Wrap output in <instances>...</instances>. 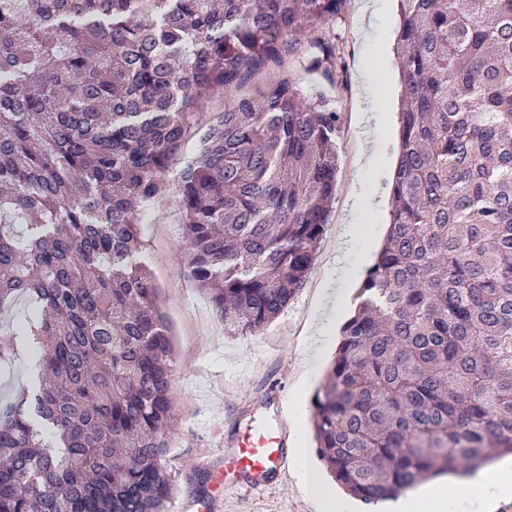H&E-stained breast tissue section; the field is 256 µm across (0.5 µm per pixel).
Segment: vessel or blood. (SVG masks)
Here are the masks:
<instances>
[{"label": "vessel or blood", "mask_w": 512, "mask_h": 512, "mask_svg": "<svg viewBox=\"0 0 512 512\" xmlns=\"http://www.w3.org/2000/svg\"><path fill=\"white\" fill-rule=\"evenodd\" d=\"M288 421L276 416L248 430L224 460V488L266 486L273 475L285 474L293 461L288 450Z\"/></svg>", "instance_id": "vessel-or-blood-1"}]
</instances>
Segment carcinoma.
Here are the masks:
<instances>
[{"label": "carcinoma", "mask_w": 512, "mask_h": 512, "mask_svg": "<svg viewBox=\"0 0 512 512\" xmlns=\"http://www.w3.org/2000/svg\"><path fill=\"white\" fill-rule=\"evenodd\" d=\"M348 0H0V512H164L171 343L139 235L170 163L185 264L224 331L303 288L336 194L319 35ZM403 98L385 241L311 400L318 457L368 505L512 455V0H400ZM31 387V368L27 359L17 362L12 374L0 380V397H8Z\"/></svg>", "instance_id": "obj_1"}]
</instances>
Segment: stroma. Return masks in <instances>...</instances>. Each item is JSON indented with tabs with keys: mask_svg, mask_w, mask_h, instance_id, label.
Listing matches in <instances>:
<instances>
[{
	"mask_svg": "<svg viewBox=\"0 0 512 512\" xmlns=\"http://www.w3.org/2000/svg\"><path fill=\"white\" fill-rule=\"evenodd\" d=\"M397 0H349L344 16L329 26L341 51L333 79L294 70L302 94L341 112L336 199L309 278L289 304L260 333L227 335L224 322L183 263V224L176 180L163 199L140 204L145 263L159 287L173 344L170 393L174 404L168 467L176 490L166 512H188L191 502L209 512H316L296 472L267 487L213 497L215 477L238 436L253 421L275 418L282 405L296 439L304 442L311 465H318L311 424V399L322 384L340 339L339 325L327 329L328 348L313 356L310 343L319 289L351 315L362 275L337 276L333 257L346 225L372 232L382 245L390 222V187L398 157L401 84L394 41L399 26ZM375 157L362 171V154ZM366 195L365 209L353 207Z\"/></svg>",
	"mask_w": 512,
	"mask_h": 512,
	"instance_id": "obj_1",
	"label": "stroma"
}]
</instances>
